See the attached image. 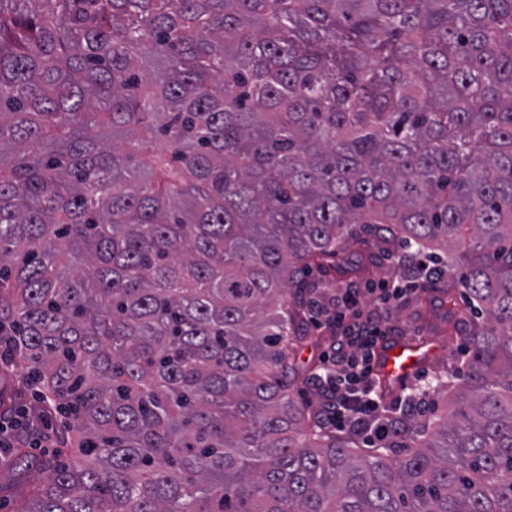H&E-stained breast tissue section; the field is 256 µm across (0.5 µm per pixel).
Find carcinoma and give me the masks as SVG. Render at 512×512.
Masks as SVG:
<instances>
[{"label": "carcinoma", "mask_w": 512, "mask_h": 512, "mask_svg": "<svg viewBox=\"0 0 512 512\" xmlns=\"http://www.w3.org/2000/svg\"><path fill=\"white\" fill-rule=\"evenodd\" d=\"M382 224L482 316L395 456L290 394ZM0 336L70 420L19 512H512V0H0ZM333 338V332L324 326L320 329L311 327L307 341L297 352L298 361L301 364L312 366L319 353L328 347Z\"/></svg>", "instance_id": "carcinoma-1"}]
</instances>
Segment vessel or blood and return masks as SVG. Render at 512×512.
Instances as JSON below:
<instances>
[{
  "mask_svg": "<svg viewBox=\"0 0 512 512\" xmlns=\"http://www.w3.org/2000/svg\"><path fill=\"white\" fill-rule=\"evenodd\" d=\"M435 353L425 339L397 338L384 343L373 362V376L382 390L407 386L426 367Z\"/></svg>",
  "mask_w": 512,
  "mask_h": 512,
  "instance_id": "vessel-or-blood-1",
  "label": "vessel or blood"
}]
</instances>
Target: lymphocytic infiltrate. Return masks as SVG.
I'll return each mask as SVG.
<instances>
[{
    "mask_svg": "<svg viewBox=\"0 0 512 512\" xmlns=\"http://www.w3.org/2000/svg\"><path fill=\"white\" fill-rule=\"evenodd\" d=\"M400 282H385L375 289L370 310L359 306L360 291L342 289L336 297L333 322L336 339L329 351L321 356V371L311 379V386L323 397L326 423L338 428L373 431L384 439L389 426L380 423L376 410L379 401L374 395L370 363L378 339L388 335L384 312L398 307L408 288L439 276L437 267L425 264L411 249L395 257Z\"/></svg>",
    "mask_w": 512,
    "mask_h": 512,
    "instance_id": "lymphocytic-infiltrate-1",
    "label": "lymphocytic infiltrate"
}]
</instances>
